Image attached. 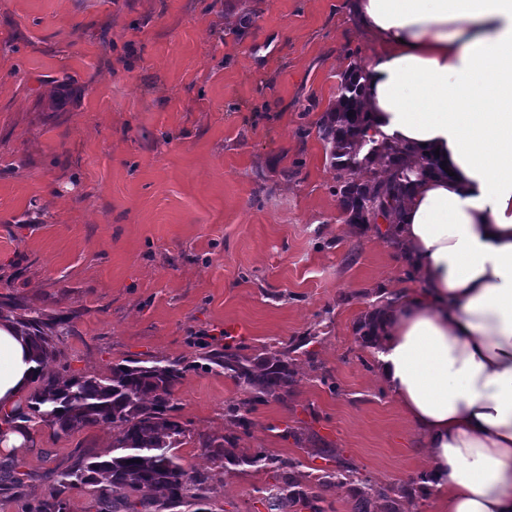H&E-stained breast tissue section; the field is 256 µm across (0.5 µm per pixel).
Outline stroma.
I'll list each match as a JSON object with an SVG mask.
<instances>
[{"label": "stroma", "instance_id": "1", "mask_svg": "<svg viewBox=\"0 0 512 512\" xmlns=\"http://www.w3.org/2000/svg\"><path fill=\"white\" fill-rule=\"evenodd\" d=\"M350 0H0V312L64 321L48 370L107 374L177 360L189 437L215 512H268L271 473L204 448L232 437L402 484L428 450L382 384L362 316L421 287L382 224H351L318 123L351 59L373 62ZM291 348L298 381L242 428L243 399L204 352ZM305 436L303 444L289 429ZM101 427L0 453V512L107 453Z\"/></svg>", "mask_w": 512, "mask_h": 512}]
</instances>
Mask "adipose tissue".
<instances>
[{"mask_svg":"<svg viewBox=\"0 0 512 512\" xmlns=\"http://www.w3.org/2000/svg\"><path fill=\"white\" fill-rule=\"evenodd\" d=\"M380 45L368 135L447 171L409 185L395 231L424 285L377 320L380 380L425 438L438 512H512V0H354ZM39 363L0 320V451Z\"/></svg>","mask_w":512,"mask_h":512,"instance_id":"obj_1","label":"adipose tissue"}]
</instances>
